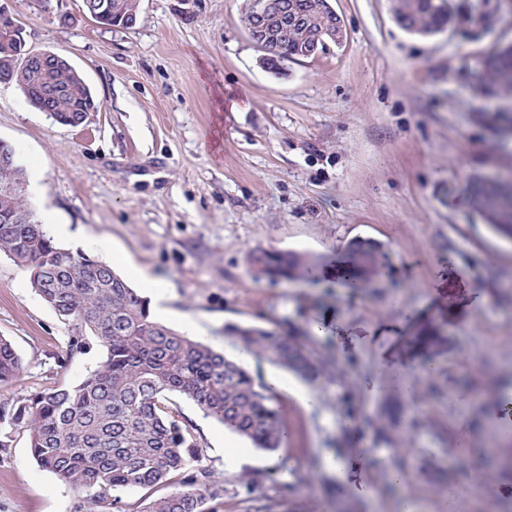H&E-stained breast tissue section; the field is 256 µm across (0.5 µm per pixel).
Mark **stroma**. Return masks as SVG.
I'll list each match as a JSON object with an SVG mask.
<instances>
[{
	"mask_svg": "<svg viewBox=\"0 0 512 512\" xmlns=\"http://www.w3.org/2000/svg\"><path fill=\"white\" fill-rule=\"evenodd\" d=\"M458 2L455 24L422 37L391 0H329L342 43L277 76L243 0H141L129 29L99 26L82 0L8 4L27 45L65 53L99 104L64 126L0 82V139L40 186L36 212L64 227L54 242L95 258L109 247L118 274L132 263L166 281L168 327L188 316L226 356L225 325L290 324L325 362L313 383L279 372L288 443L275 452L172 396L200 465L224 481V512H451L491 436L496 491L473 512H512V241L465 190L475 173L512 176V94L467 83L512 44V0ZM356 239L387 254L368 288L344 285ZM258 250L316 257L314 282L255 279ZM68 334L29 270L0 254V336L24 363L0 402L80 384L104 351L59 365ZM400 446L413 454L398 482L387 461ZM339 456L341 481L327 465ZM76 497L12 430L0 512H72Z\"/></svg>",
	"mask_w": 512,
	"mask_h": 512,
	"instance_id": "35a3bbf8",
	"label": "stroma"
}]
</instances>
